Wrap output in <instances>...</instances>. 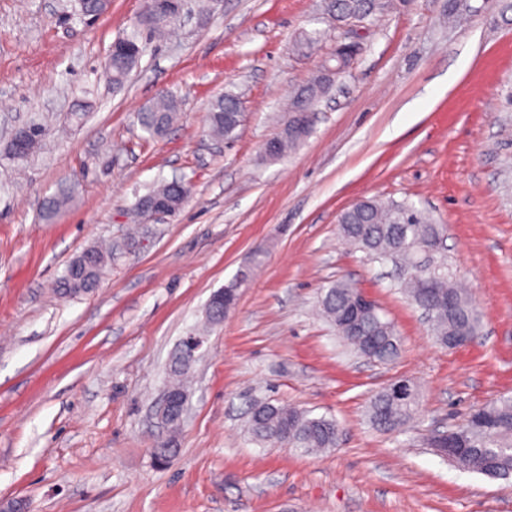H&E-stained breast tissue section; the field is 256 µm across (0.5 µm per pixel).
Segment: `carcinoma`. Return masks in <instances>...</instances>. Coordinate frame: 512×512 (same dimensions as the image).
I'll return each instance as SVG.
<instances>
[{
  "mask_svg": "<svg viewBox=\"0 0 512 512\" xmlns=\"http://www.w3.org/2000/svg\"><path fill=\"white\" fill-rule=\"evenodd\" d=\"M327 11L336 18H365L380 11L384 0H328ZM326 79L318 76L308 87L291 100L289 111L304 107L311 111L325 92ZM238 97L220 96L210 106L211 131L226 139L235 135L238 123L234 109ZM177 102L164 99L138 113V122L150 136L161 135L173 122ZM339 233L348 243L363 251L372 260H395L408 268L400 287L408 300L420 310L433 311L432 334L443 347L446 339L463 328L477 336L480 328L478 309L465 292L450 281L448 263L430 265L420 275L416 263L426 252L436 257L441 253L443 228L434 223L430 214L412 202L369 199L357 216L347 210L340 215ZM96 269L89 265L82 278L67 266L59 279L57 289L62 294H78L92 287ZM359 292L352 283L338 280L322 289L321 314L333 325L342 318L347 301ZM365 334L378 346L374 362L389 364L399 355L400 339L394 324L377 314L362 322ZM417 412V401H397L382 389L369 405V419L374 428L395 431L404 426ZM248 432L258 442H275L305 452L336 447L339 426L336 420L311 417L295 407L276 405L272 408L253 405L248 418ZM456 447L446 458L459 468L489 479L512 478V397H501L476 409L464 423L451 430Z\"/></svg>",
  "mask_w": 512,
  "mask_h": 512,
  "instance_id": "obj_1",
  "label": "carcinoma"
}]
</instances>
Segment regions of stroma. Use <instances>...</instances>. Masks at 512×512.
<instances>
[{
  "instance_id": "1",
  "label": "stroma",
  "mask_w": 512,
  "mask_h": 512,
  "mask_svg": "<svg viewBox=\"0 0 512 512\" xmlns=\"http://www.w3.org/2000/svg\"><path fill=\"white\" fill-rule=\"evenodd\" d=\"M391 0L339 22L325 0H185L175 31L148 40L126 84L101 62L144 0L98 19L77 0H0V499L28 512H512V480L466 472L433 437L512 395V11L470 0ZM355 43L312 133L276 160L263 147L284 106ZM243 101L233 139L209 107ZM176 121L147 136L136 114L160 98ZM44 129L27 160L18 126ZM180 179L173 215L142 221L140 196ZM67 187L68 205L42 202ZM413 202L444 229L443 255L475 300L481 335L442 348L391 277L338 232L361 199ZM111 248L88 295L54 292L67 265ZM253 270L222 323L211 294ZM355 284L390 319L401 351L380 365L347 353L317 313L323 286ZM202 334L176 452L153 406L181 341ZM412 381L419 412L394 432L372 397ZM336 419L319 454L249 435L253 401Z\"/></svg>"
}]
</instances>
